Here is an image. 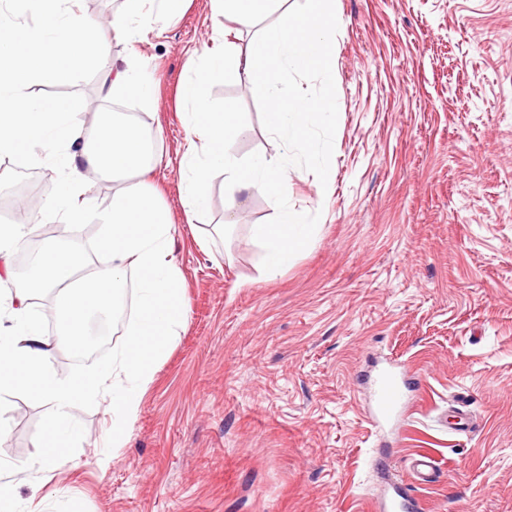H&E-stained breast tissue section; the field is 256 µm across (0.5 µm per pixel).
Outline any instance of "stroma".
<instances>
[{
    "label": "stroma",
    "mask_w": 512,
    "mask_h": 512,
    "mask_svg": "<svg viewBox=\"0 0 512 512\" xmlns=\"http://www.w3.org/2000/svg\"><path fill=\"white\" fill-rule=\"evenodd\" d=\"M333 12L335 84L288 69L276 86L330 98L338 119L314 127L322 151L298 152L286 195L241 196L225 235L223 174L191 220L177 162L185 65L222 41L210 0L137 41H109L111 62L145 61L155 102L103 99L90 69L29 88L84 96L87 130L118 106L140 113L188 313L125 446L102 452L106 400L72 409L83 436L71 463L38 496L21 486L18 512H372L380 463L412 484L421 512H512V0H335ZM204 96L247 128L229 152L282 154L263 86L219 75ZM56 179L0 159V225L21 219L4 205L19 183L37 199ZM284 206L319 232L271 278L253 229ZM382 359L422 374L392 436L370 425L360 391ZM462 391L474 425L451 433L442 422ZM50 411L11 398L0 462L35 456ZM422 452L443 471L426 486L408 471Z\"/></svg>",
    "instance_id": "35a3bbf8"
}]
</instances>
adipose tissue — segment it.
Here are the masks:
<instances>
[{
	"label": "adipose tissue",
	"mask_w": 512,
	"mask_h": 512,
	"mask_svg": "<svg viewBox=\"0 0 512 512\" xmlns=\"http://www.w3.org/2000/svg\"><path fill=\"white\" fill-rule=\"evenodd\" d=\"M25 2L36 19L23 33L27 52H18L13 41L0 33V156L39 160L55 167L58 179L50 197L37 202L39 213L70 224L95 218L102 226V237L94 272L82 273L80 251L49 248L28 278L17 279L8 272L9 257L33 228L25 223L0 226V289L7 293L6 301H0V405L24 391L53 407L38 442V455L11 464L12 479L0 478V512H13L15 475L53 471L70 461L72 444L82 436L70 415L77 405L108 396L112 428L102 436L101 446L124 447L143 395L154 380L155 364L185 325L187 314L180 271L170 255L169 213L149 179L153 170L150 141L134 121L116 115L95 127L92 141L82 142V128L76 122L86 108L82 98L45 101L28 94L32 84L54 75V64L63 57L75 68L105 70L102 95L129 93L153 100L155 88L142 66L114 68L104 42L109 38L135 40L139 34L135 16L160 22L181 0H130L129 11L113 15L105 34L81 10L80 0ZM282 2L214 0L224 19L240 32L255 26L270 11H279L280 16L245 51L228 46L204 49L203 65L194 67L192 77L179 88L188 135L180 159L187 214L205 210L212 172L224 174L229 213L235 211L239 194L261 189L277 197L288 179V155L257 156L245 162L225 149V142L240 136L243 128L232 113L210 111L201 98L200 87L212 73L232 72L248 83L271 87L267 127L284 146L298 143L313 150L310 125L335 119L329 100H310L297 89L282 92L272 87L275 68L290 66L317 70L325 83L334 82L329 62L332 0H309V10L300 19L281 13ZM89 172L118 181L109 209L96 210L85 198L83 185ZM255 232L264 250V270L273 276L292 265L315 241L318 227L307 223L301 213L285 208L276 223L257 225ZM131 270L141 275L138 314L127 327L120 354L92 370L59 376L53 366L55 348L62 344L75 351L86 348L85 320L95 312H111ZM44 288L59 291L52 336L31 310L33 291Z\"/></svg>",
	"instance_id": "ef3b65f1"
}]
</instances>
